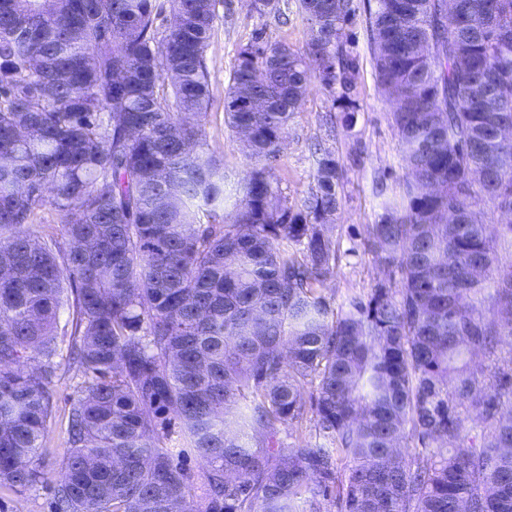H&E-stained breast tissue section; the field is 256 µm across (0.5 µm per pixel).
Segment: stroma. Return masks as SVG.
Segmentation results:
<instances>
[{"instance_id":"1","label":"stroma","mask_w":512,"mask_h":512,"mask_svg":"<svg viewBox=\"0 0 512 512\" xmlns=\"http://www.w3.org/2000/svg\"><path fill=\"white\" fill-rule=\"evenodd\" d=\"M374 0H353L352 13L342 36L344 54L358 65V77L350 92L325 89L312 80L301 107L288 125L275 176L283 199L300 209L316 189L313 179L315 148L333 152L343 169L337 189L339 207L328 233L339 244L340 259L334 274L324 284L333 310H341L355 295H367L375 285H400L397 272L380 264L364 244L366 225L381 214L376 181L398 189L407 169L402 148L390 121L392 105L377 83L373 67L374 44L370 13ZM311 37L309 24L297 8V0H274L259 10L253 0H220L217 17L206 49L211 106L200 124L207 148L226 171L245 178L258 162L251 158L235 133L225 123V97L242 50L262 39L282 41L305 53ZM349 94L358 106L353 124H345L336 99ZM82 383L66 355L55 359L50 388L53 416L48 437L34 464L43 479L21 492L0 491V512H53L55 479L68 452L67 423L72 400Z\"/></svg>"}]
</instances>
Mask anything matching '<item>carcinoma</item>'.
<instances>
[{
    "instance_id": "cac0c4a2",
    "label": "carcinoma",
    "mask_w": 512,
    "mask_h": 512,
    "mask_svg": "<svg viewBox=\"0 0 512 512\" xmlns=\"http://www.w3.org/2000/svg\"><path fill=\"white\" fill-rule=\"evenodd\" d=\"M45 2L0 0V489L41 477L62 336L84 381L54 512H322L333 492L342 512H512V354L497 351L512 336V144L493 133L512 119V0H458L453 17L441 0H375L374 39L407 29L373 57L407 173L398 195L376 184L366 244L401 288L338 313L323 284L339 162L316 157L296 211L274 177L305 58L284 42L240 53L225 116L262 167L230 195L198 123L218 0H171L162 32L155 0ZM299 7L320 82L351 84L350 0ZM464 48L500 111L470 95ZM46 188L64 247L31 231ZM487 202L494 227L471 219ZM473 411L490 427L478 442ZM168 413L208 465L198 497L159 445ZM408 430L434 452L408 460Z\"/></svg>"
}]
</instances>
